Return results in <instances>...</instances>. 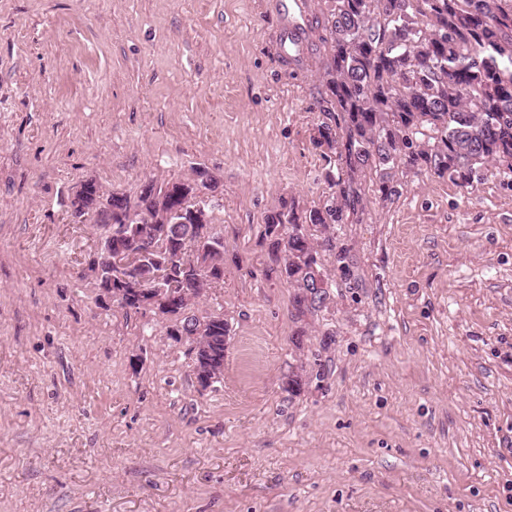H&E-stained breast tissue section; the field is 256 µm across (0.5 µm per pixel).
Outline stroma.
Listing matches in <instances>:
<instances>
[{"instance_id":"stroma-1","label":"stroma","mask_w":512,"mask_h":512,"mask_svg":"<svg viewBox=\"0 0 512 512\" xmlns=\"http://www.w3.org/2000/svg\"><path fill=\"white\" fill-rule=\"evenodd\" d=\"M0 0V512H512V189L430 174L332 231L349 274L297 316L262 238L335 170L306 0ZM218 179L230 333L201 388L171 321L100 300L105 193ZM322 364L301 394L286 382ZM283 10L288 14L289 27L288 35L284 37V44L288 51H298L301 45L299 30L301 29L300 20H302L305 10V0H281Z\"/></svg>"}]
</instances>
